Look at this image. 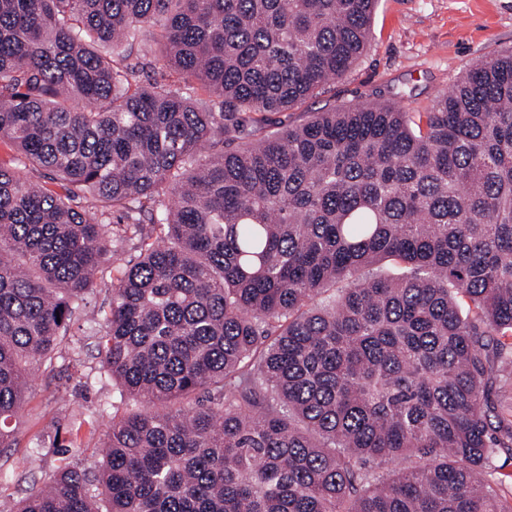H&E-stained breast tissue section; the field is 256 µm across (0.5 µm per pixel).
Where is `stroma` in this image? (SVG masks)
Wrapping results in <instances>:
<instances>
[{
  "label": "stroma",
  "instance_id": "stroma-1",
  "mask_svg": "<svg viewBox=\"0 0 512 512\" xmlns=\"http://www.w3.org/2000/svg\"><path fill=\"white\" fill-rule=\"evenodd\" d=\"M510 47L512 0H379L366 52L343 79L288 119L296 123L328 105L367 100L422 111L475 63ZM117 278V271L104 269L85 315L73 316L53 359L31 366L22 410L12 421L14 442L0 447V499L27 497L64 463L98 469L101 445L124 407L86 319L105 323ZM75 439L81 443L77 451L71 447ZM34 452L39 461L33 466L28 457Z\"/></svg>",
  "mask_w": 512,
  "mask_h": 512
}]
</instances>
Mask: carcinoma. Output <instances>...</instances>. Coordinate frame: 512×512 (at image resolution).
Segmentation results:
<instances>
[{
	"mask_svg": "<svg viewBox=\"0 0 512 512\" xmlns=\"http://www.w3.org/2000/svg\"><path fill=\"white\" fill-rule=\"evenodd\" d=\"M376 3L0 0V447L109 261L126 405L0 512H512V47L423 112L280 118Z\"/></svg>",
	"mask_w": 512,
	"mask_h": 512,
	"instance_id": "obj_1",
	"label": "carcinoma"
}]
</instances>
